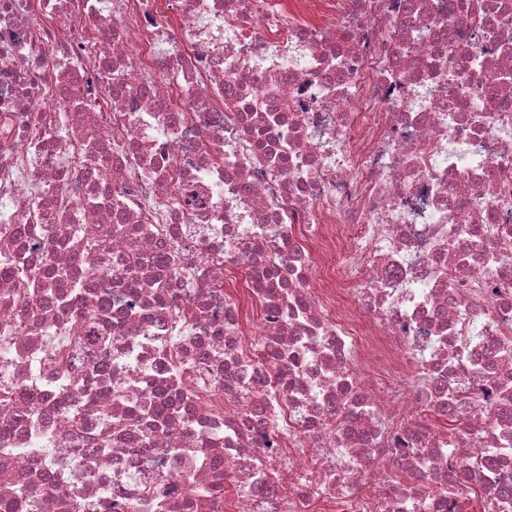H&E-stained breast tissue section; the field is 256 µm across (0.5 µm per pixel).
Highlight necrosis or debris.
I'll return each instance as SVG.
<instances>
[{"label":"necrosis or debris","instance_id":"4bbe7bcc","mask_svg":"<svg viewBox=\"0 0 512 512\" xmlns=\"http://www.w3.org/2000/svg\"><path fill=\"white\" fill-rule=\"evenodd\" d=\"M46 260L101 343L30 311ZM47 476L34 512L512 506V0H0V486Z\"/></svg>","mask_w":512,"mask_h":512}]
</instances>
